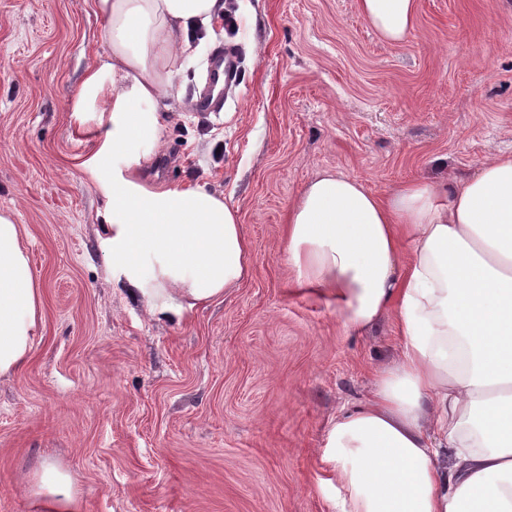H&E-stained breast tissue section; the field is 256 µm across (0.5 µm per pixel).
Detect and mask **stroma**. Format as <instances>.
<instances>
[{
	"label": "stroma",
	"mask_w": 512,
	"mask_h": 512,
	"mask_svg": "<svg viewBox=\"0 0 512 512\" xmlns=\"http://www.w3.org/2000/svg\"><path fill=\"white\" fill-rule=\"evenodd\" d=\"M234 3L178 84L193 99L224 43L239 85L223 112L166 114L157 173L237 208L250 273L170 323L112 279L83 170L97 119L68 110L104 56L92 0H0V210L43 300L41 341L0 379V512H40L23 477L44 460L81 512H336L326 429L399 344L387 320L346 334L335 299L296 284L288 207L326 169L386 196L512 152V0H418L397 44L356 0Z\"/></svg>",
	"instance_id": "stroma-1"
}]
</instances>
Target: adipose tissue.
<instances>
[{
  "label": "adipose tissue",
  "mask_w": 512,
  "mask_h": 512,
  "mask_svg": "<svg viewBox=\"0 0 512 512\" xmlns=\"http://www.w3.org/2000/svg\"><path fill=\"white\" fill-rule=\"evenodd\" d=\"M105 58L86 73L75 117L98 113L86 175L109 202L112 273L146 313L181 321L238 286L250 243L236 208L201 185L156 183L165 113L192 29L224 0H93ZM389 42L413 30L418 0H357ZM283 258L301 286L335 298L347 332L392 318L400 345L369 400L326 432L338 512H512V154L465 179H416L381 197L326 170L289 206ZM41 290L14 215L0 211V378L41 338ZM48 512H78L65 474L26 478Z\"/></svg>",
  "instance_id": "ef3b65f1"
}]
</instances>
